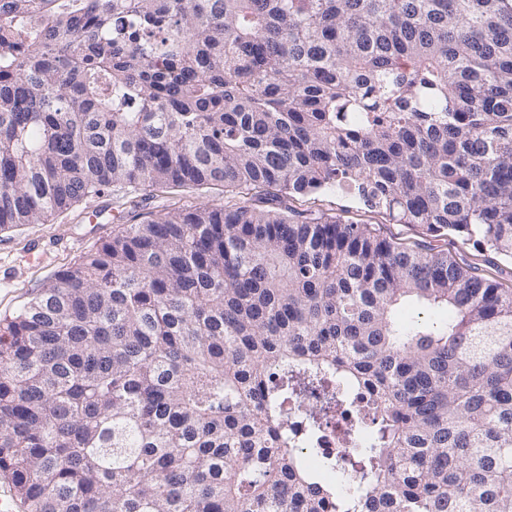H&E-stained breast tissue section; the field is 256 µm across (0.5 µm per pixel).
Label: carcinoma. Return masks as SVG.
<instances>
[{
  "instance_id": "1",
  "label": "carcinoma",
  "mask_w": 512,
  "mask_h": 512,
  "mask_svg": "<svg viewBox=\"0 0 512 512\" xmlns=\"http://www.w3.org/2000/svg\"><path fill=\"white\" fill-rule=\"evenodd\" d=\"M214 184L0 321L27 512H512V289L439 245L512 258V0H0L1 230ZM206 192H187L184 191L183 203L193 206H208L216 203L224 202V187L222 185L211 186ZM313 210H319L329 215H340L354 224H370L377 233L396 239L403 243H411L418 238L419 228L408 224L389 223L382 215L372 213L353 197L342 194L324 192L315 196ZM349 424L340 419L337 427H329L326 430L322 448H328L331 453L338 454L339 456H346L348 453L355 451L359 448H367L369 444L370 435L368 433H360L353 439L345 440L344 434L348 430Z\"/></svg>"
}]
</instances>
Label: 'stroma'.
<instances>
[{"label":"stroma","instance_id":"stroma-1","mask_svg":"<svg viewBox=\"0 0 512 512\" xmlns=\"http://www.w3.org/2000/svg\"><path fill=\"white\" fill-rule=\"evenodd\" d=\"M314 207L356 224L371 225L399 242H412L419 235L418 227L390 223L346 194H318ZM118 230L112 222V199L103 196L86 198L51 223L18 224L0 231V319L15 315L57 271L95 250ZM32 252L37 255L33 262L28 259Z\"/></svg>","mask_w":512,"mask_h":512}]
</instances>
